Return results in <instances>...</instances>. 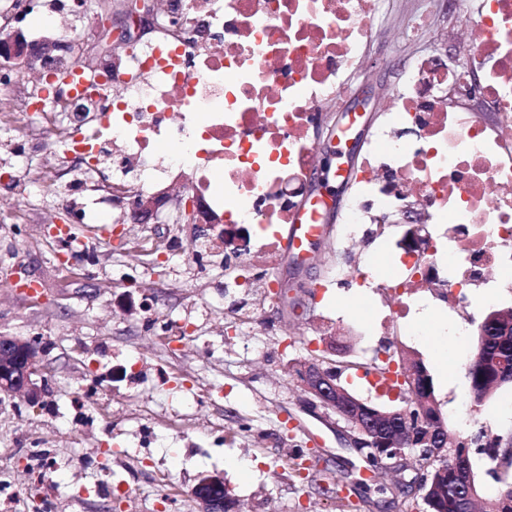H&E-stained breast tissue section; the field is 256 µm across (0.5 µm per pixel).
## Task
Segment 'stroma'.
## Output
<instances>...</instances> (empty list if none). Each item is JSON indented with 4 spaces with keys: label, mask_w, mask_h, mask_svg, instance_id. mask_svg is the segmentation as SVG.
Returning a JSON list of instances; mask_svg holds the SVG:
<instances>
[{
    "label": "stroma",
    "mask_w": 512,
    "mask_h": 512,
    "mask_svg": "<svg viewBox=\"0 0 512 512\" xmlns=\"http://www.w3.org/2000/svg\"><path fill=\"white\" fill-rule=\"evenodd\" d=\"M414 7L415 0H388L385 38L371 44V64L354 77L314 139L320 163L343 164L355 175L383 120L382 104L402 89L400 57H459L461 40L448 33L458 0H448L419 40L407 35ZM55 38L73 42L75 58L92 68L111 59L115 48L113 36L102 31L84 41L75 22ZM43 83L34 75L0 91V101L12 105L11 115L0 120V333L38 335L47 384L36 406L19 395L0 400V470L47 496L53 512H197L191 490L214 472L223 474L246 512H338L336 497L321 490L345 483L353 487L352 500L365 496L376 503L372 512H392L381 490L387 476L350 448L343 422L303 405L297 364L317 356L328 330L347 342L349 360L423 364L451 435L470 433L478 423L490 434L512 429V385L500 386L477 406L466 371L483 321L511 307L512 292L469 289L462 311L432 300L456 330L448 342V372L455 380L444 383L431 348L413 327L419 305L396 321L381 304H400V296L354 284L363 258L375 280L395 274L392 250L400 230L386 229L365 254L359 244H343L348 184L326 189L331 233L308 260L253 256V265L273 280L292 283V307L243 287L244 275L226 262L223 242L208 243L207 233L192 224H130L104 209L98 220L109 234L75 225L86 245L63 254L46 227L69 220L60 193L76 162L66 144L49 150L34 136L23 161L5 163L10 141L44 122L25 110ZM42 173L46 183L18 194L17 182ZM194 243L207 244V269L197 268L186 253ZM17 276L36 283V291L12 285ZM170 321L186 327L189 340L172 336ZM94 379L104 393L84 398ZM196 400L205 401L202 411L193 410ZM35 448L53 456L51 472L34 469ZM298 449L311 464L304 482L286 466ZM240 461L249 471L237 469Z\"/></svg>",
    "instance_id": "1"
}]
</instances>
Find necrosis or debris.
<instances>
[{
  "instance_id": "obj_1",
  "label": "necrosis or debris",
  "mask_w": 512,
  "mask_h": 512,
  "mask_svg": "<svg viewBox=\"0 0 512 512\" xmlns=\"http://www.w3.org/2000/svg\"><path fill=\"white\" fill-rule=\"evenodd\" d=\"M383 0H155L157 27L127 55L95 70L72 64L60 93L93 111L63 135L80 162L62 194L84 221L89 180L109 165L137 199L152 191L198 198L215 237L227 226L285 244L298 189L315 169V123L367 65L382 34ZM465 63L413 57L354 179L340 236L355 242L403 211L416 239L400 238V274L383 290L415 298L466 291L512 271V0H462ZM207 19V36L194 35ZM474 100L448 93L470 76Z\"/></svg>"
}]
</instances>
